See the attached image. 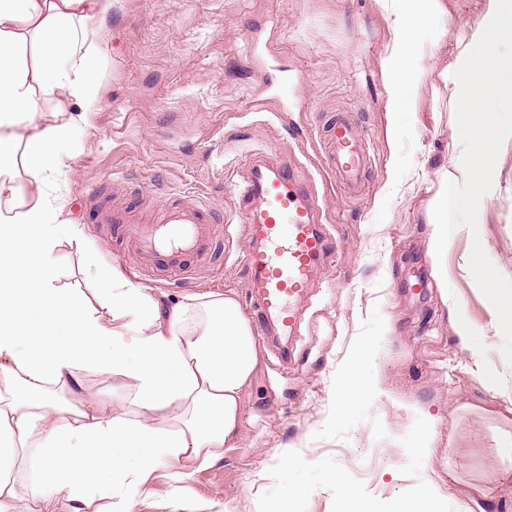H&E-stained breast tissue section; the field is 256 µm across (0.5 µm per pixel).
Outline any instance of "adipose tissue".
Masks as SVG:
<instances>
[{
  "label": "adipose tissue",
  "mask_w": 512,
  "mask_h": 512,
  "mask_svg": "<svg viewBox=\"0 0 512 512\" xmlns=\"http://www.w3.org/2000/svg\"><path fill=\"white\" fill-rule=\"evenodd\" d=\"M112 3L0 0V512L59 495L84 512L98 493L133 512L159 465L179 464L182 481L240 439L260 366L233 294L172 304L113 266L93 295L60 284L58 252L83 231L45 186L94 95L109 46L91 22ZM363 359L356 351L339 378L338 404L374 389ZM87 371L112 379L116 403L85 385ZM493 493L468 483L440 503L425 485L421 508L398 501L392 512H472Z\"/></svg>",
  "instance_id": "1"
}]
</instances>
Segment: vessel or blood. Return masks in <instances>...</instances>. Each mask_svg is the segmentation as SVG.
<instances>
[{"mask_svg":"<svg viewBox=\"0 0 512 512\" xmlns=\"http://www.w3.org/2000/svg\"><path fill=\"white\" fill-rule=\"evenodd\" d=\"M325 170L344 191H355L370 163L363 139L351 115L342 113L326 137ZM235 194L252 199L245 212L254 239L242 263L248 286L258 301L257 335L266 340L269 327L293 333L304 320L297 299L316 264L330 251L331 235L319 224V196L299 183L287 165L253 168L247 178L228 179ZM103 223L117 225L123 237L134 241L142 257L179 276L180 257L206 253L214 217L198 202L163 205L155 219L136 223L123 210H109Z\"/></svg>","mask_w":512,"mask_h":512,"instance_id":"b4317fda","label":"vessel or blood"}]
</instances>
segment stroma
I'll use <instances>...</instances> for the list:
<instances>
[{
	"label": "stroma",
	"mask_w": 512,
	"mask_h": 512,
	"mask_svg": "<svg viewBox=\"0 0 512 512\" xmlns=\"http://www.w3.org/2000/svg\"><path fill=\"white\" fill-rule=\"evenodd\" d=\"M486 9L487 0H434L413 54L403 56L393 34L404 0H114L101 24L110 52L50 188L84 233L81 245L59 250L61 285L91 292L97 265L107 264L135 271V283L171 302L230 292L251 310L241 265L252 243L241 220L249 203L232 200L224 175L247 174L258 160L291 165L312 184L339 240L301 301L305 320L287 353L260 346L242 437L194 472L183 512H337L344 484L372 512H390L415 501L427 480L446 499L456 490L449 470L492 477L488 450L512 433V365L469 255L480 240L512 279V137L477 233L458 228L441 257L431 247L433 208L445 183L464 177L453 73ZM276 67L290 77L280 104L267 81ZM401 70L410 78L396 91ZM343 109L372 155L354 195L322 168L321 133ZM92 184L100 193L90 199ZM174 194L224 214L209 255L182 258L184 280L138 264L128 241L95 216L97 206L119 204L147 217ZM417 271L429 283L419 297L406 287ZM361 344L378 391L340 413L336 381ZM486 371L497 392L482 387ZM428 415L436 436L423 464L416 451ZM172 472H155L134 512H174Z\"/></svg>",
	"instance_id": "stroma-1"
}]
</instances>
